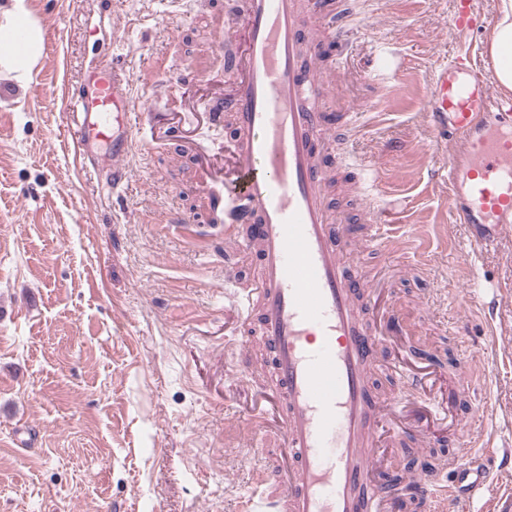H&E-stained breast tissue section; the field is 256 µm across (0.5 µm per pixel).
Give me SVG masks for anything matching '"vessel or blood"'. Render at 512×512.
Segmentation results:
<instances>
[{
	"instance_id": "vessel-or-blood-1",
	"label": "vessel or blood",
	"mask_w": 512,
	"mask_h": 512,
	"mask_svg": "<svg viewBox=\"0 0 512 512\" xmlns=\"http://www.w3.org/2000/svg\"><path fill=\"white\" fill-rule=\"evenodd\" d=\"M456 3L450 27L462 40L482 22L474 0ZM225 8L242 17L245 47L228 61L232 95L206 108L208 124L223 125L229 115L236 126L214 190L228 217L225 244L254 258L260 277L244 287L225 276L224 345L245 366L253 349L266 352L282 461L278 480L251 492L248 512H391L386 485L374 479L378 426L402 440L412 435L401 421L411 397L427 399L437 414L444 407L435 397L436 370L426 362L391 361L406 392L381 399L369 385L399 321L382 307L384 289L363 280L345 250L403 247L373 168L357 166L367 186L363 223L332 218L328 160L360 133L362 115L328 107L326 76L339 72L354 33L371 32L372 17L362 0H226ZM81 84L76 94L69 84L60 87L78 129L75 159L88 167L97 145L107 146L99 184L109 195L126 183L133 102L112 65L87 67ZM427 112L432 125L448 131V209L455 223L467 225L472 252L494 249L512 226V97L494 92L476 51L461 44L437 61ZM367 319L380 320V328L364 332ZM457 443L462 458L448 468L463 491L421 477L409 482L430 512L472 499L489 481L474 465L484 447L465 433Z\"/></svg>"
}]
</instances>
